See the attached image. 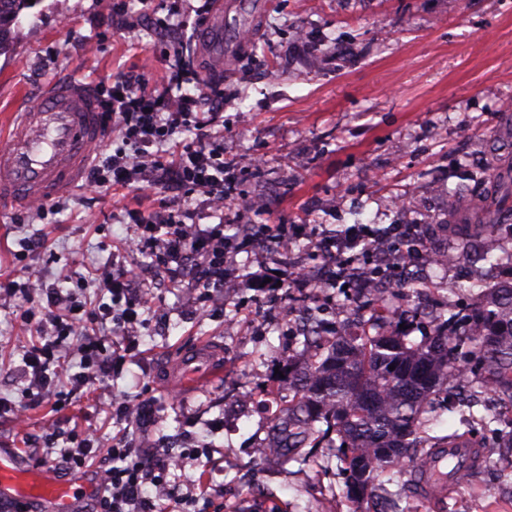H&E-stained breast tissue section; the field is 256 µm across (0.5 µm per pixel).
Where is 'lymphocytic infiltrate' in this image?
Returning <instances> with one entry per match:
<instances>
[{
    "instance_id": "1",
    "label": "lymphocytic infiltrate",
    "mask_w": 512,
    "mask_h": 512,
    "mask_svg": "<svg viewBox=\"0 0 512 512\" xmlns=\"http://www.w3.org/2000/svg\"><path fill=\"white\" fill-rule=\"evenodd\" d=\"M99 96L106 121L112 124V136L122 145L91 167L89 183L108 189L129 185L154 175L158 184L170 193V200L150 211L132 212L136 228L133 247L154 254L158 264L180 273L188 258H196L192 283L197 288H219L224 284L227 261L223 225L201 228L194 224L195 214L185 208L184 200L196 192L227 201L231 192L224 179V134L215 124L224 111L221 91L200 82L184 68L173 69L166 84L155 88L142 74H128L112 87H100ZM192 129L194 139L175 155L161 156L159 147L174 140L184 129ZM102 291L110 296L106 313L117 329L112 354H104L98 338L82 334L80 338V381H93L112 370L122 359L121 351L134 345L139 309L147 302L138 294L125 272L106 271L96 275ZM45 297L37 310H23L20 319L30 323L39 318L45 333L41 344L32 346L24 357L25 372L32 393L29 406L42 404L43 394L57 374L61 357L56 350L61 340L73 333L71 295L41 286ZM197 450L185 449L171 456L168 449L150 452L132 447L127 435L113 439L99 465L96 478L99 492L85 512H148L149 490H156L179 506L196 502L193 490L182 489L170 478L172 471L185 469L197 459Z\"/></svg>"
}]
</instances>
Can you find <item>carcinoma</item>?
<instances>
[{
	"label": "carcinoma",
	"mask_w": 512,
	"mask_h": 512,
	"mask_svg": "<svg viewBox=\"0 0 512 512\" xmlns=\"http://www.w3.org/2000/svg\"><path fill=\"white\" fill-rule=\"evenodd\" d=\"M29 7L27 0H0V52ZM494 229L466 218L448 225V234L475 261L512 266V236L496 253L476 250ZM481 293L477 307L439 317L420 343L406 341L380 314L372 315L378 322L373 336L345 332L325 343L310 337L303 365L288 364L291 399L278 425L288 456L298 461L303 448H316L328 433L336 434L345 445L342 461L351 492L362 496L408 449L436 448L459 436L430 435L427 427L439 410H455L450 394L463 375L455 352L463 343L470 347L481 388L512 400V285Z\"/></svg>",
	"instance_id": "1"
}]
</instances>
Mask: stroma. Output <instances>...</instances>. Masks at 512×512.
Wrapping results in <instances>:
<instances>
[{
    "instance_id": "35a3bbf8",
    "label": "stroma",
    "mask_w": 512,
    "mask_h": 512,
    "mask_svg": "<svg viewBox=\"0 0 512 512\" xmlns=\"http://www.w3.org/2000/svg\"><path fill=\"white\" fill-rule=\"evenodd\" d=\"M213 0H38L19 16L9 48L0 54V126L10 112L52 81L112 84L128 71L162 82L174 48L193 43ZM224 25L237 29L248 12L262 8L247 52L224 69L209 71L224 92V155L260 154L255 171L226 169L235 186L229 205L215 210L203 196L189 205L201 224H281L283 238H234L225 265L240 284L233 296L196 294L187 306L188 282L161 276L147 253L123 254L118 241L134 229L131 211L157 208L156 190H95L88 185L59 194L56 213L40 218L25 210L0 212V287L43 281L72 294L80 308L103 299L93 270L117 262L146 286L153 303L142 316L135 346L123 364L88 385L73 376L80 360L74 338L60 345L66 367L40 407L27 408L23 357L41 339L37 324L21 326L15 295L0 301V448L17 453L28 470L50 445L83 438L107 448L129 432L134 447H161L191 438L210 449L203 462L186 466L185 484L199 493L198 512H373L376 499L403 489V467L392 483L355 498L338 465L339 449H306L304 461L287 455L251 461L249 450L267 423L251 414L224 431L232 399L261 397L287 386L289 348L284 330L253 329L231 342L224 374L193 391H171L168 369L197 344L227 343L224 326L246 320L255 308L282 298L283 290L244 286L258 266L257 250L281 241L313 247L328 228L356 223L443 224L453 205L448 188L480 171L486 192L512 183V0H238ZM413 195L408 209L391 199ZM483 200L473 220L499 225L479 242L497 248L512 233V193L492 213ZM45 248L30 251L32 238ZM143 407L140 424H128L112 408L115 394ZM62 411H55L57 400ZM254 474L245 482L243 470ZM400 512H512V458L498 457L478 476L462 481L447 502H423L405 493Z\"/></svg>"
}]
</instances>
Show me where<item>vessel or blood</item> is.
<instances>
[{
    "instance_id": "vessel-or-blood-1",
    "label": "vessel or blood",
    "mask_w": 512,
    "mask_h": 512,
    "mask_svg": "<svg viewBox=\"0 0 512 512\" xmlns=\"http://www.w3.org/2000/svg\"><path fill=\"white\" fill-rule=\"evenodd\" d=\"M237 7L235 0H216L199 33L202 57L222 67L226 41L224 16ZM112 131L100 122L97 95L75 80L56 81L17 115L7 139L0 143V208L26 207L51 200L83 179L95 151ZM181 388L203 378L222 376L211 346L201 345L177 366ZM482 451L471 439L456 438L428 451L408 470L416 497L432 500L446 496L462 474L479 466ZM76 488L64 480L22 473L17 458L0 452V506L29 505L31 512H75Z\"/></svg>"
}]
</instances>
